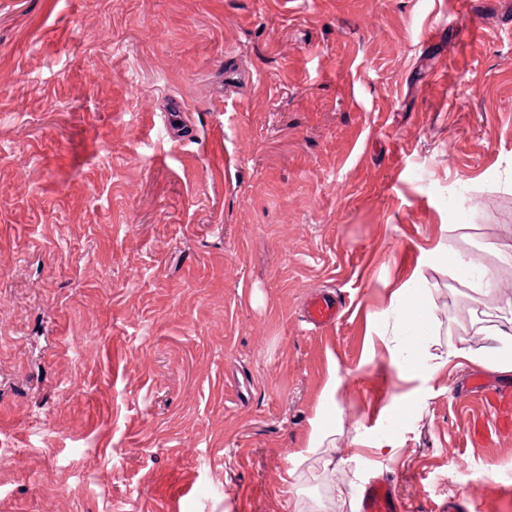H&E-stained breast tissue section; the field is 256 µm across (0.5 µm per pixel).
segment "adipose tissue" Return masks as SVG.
Wrapping results in <instances>:
<instances>
[{
    "mask_svg": "<svg viewBox=\"0 0 512 512\" xmlns=\"http://www.w3.org/2000/svg\"><path fill=\"white\" fill-rule=\"evenodd\" d=\"M399 311V341L392 354L404 361L413 374H420L424 368L421 353L429 334V317L425 312L421 293L404 290L396 297ZM492 346L476 351H461V358L470 362L491 367L500 373H512V317L502 318L489 332Z\"/></svg>",
    "mask_w": 512,
    "mask_h": 512,
    "instance_id": "ef3b65f1",
    "label": "adipose tissue"
}]
</instances>
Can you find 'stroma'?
Wrapping results in <instances>:
<instances>
[{
    "label": "stroma",
    "mask_w": 512,
    "mask_h": 512,
    "mask_svg": "<svg viewBox=\"0 0 512 512\" xmlns=\"http://www.w3.org/2000/svg\"><path fill=\"white\" fill-rule=\"evenodd\" d=\"M471 2L473 49L458 0H0V512H512L471 386L512 376L449 355L512 314V0ZM432 253L447 265L452 275L464 277L463 281L475 293L488 295L498 288L497 280L488 270L476 265L469 257L462 254L443 255L437 248ZM398 316V332L401 336L393 346V358H402L410 369V373L418 375L424 365L421 353L424 350L426 336H429V317L425 312L424 299L421 293L405 289L396 297ZM341 303L333 297H318L307 305V321L314 328L331 325L339 317ZM359 512H405L394 495L391 484L385 480L368 482L359 499Z\"/></svg>",
    "instance_id": "obj_1"
}]
</instances>
